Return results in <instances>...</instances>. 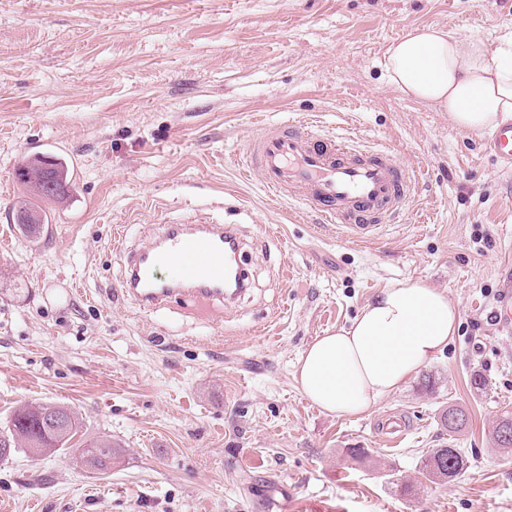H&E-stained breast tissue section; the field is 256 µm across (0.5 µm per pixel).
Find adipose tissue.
Wrapping results in <instances>:
<instances>
[{
	"mask_svg": "<svg viewBox=\"0 0 512 512\" xmlns=\"http://www.w3.org/2000/svg\"><path fill=\"white\" fill-rule=\"evenodd\" d=\"M384 69L404 95L475 136L512 120V39L494 46L453 29L416 27L391 43ZM459 324L447 294L416 279L383 289L350 327L317 337L298 360L303 394L336 415L370 411L444 351Z\"/></svg>",
	"mask_w": 512,
	"mask_h": 512,
	"instance_id": "ef3b65f1",
	"label": "adipose tissue"
}]
</instances>
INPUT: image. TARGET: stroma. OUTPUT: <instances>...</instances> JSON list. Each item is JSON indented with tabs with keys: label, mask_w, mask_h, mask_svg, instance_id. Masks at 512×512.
I'll use <instances>...</instances> for the list:
<instances>
[{
	"label": "stroma",
	"mask_w": 512,
	"mask_h": 512,
	"mask_svg": "<svg viewBox=\"0 0 512 512\" xmlns=\"http://www.w3.org/2000/svg\"><path fill=\"white\" fill-rule=\"evenodd\" d=\"M427 25L496 45L512 0H0V438L24 403L80 423L70 447L0 460V512H512V454L492 437L512 412V331L492 314L512 274V170L389 83L387 47ZM297 115L422 168L373 243L298 218L234 163L257 128ZM37 152L64 157L77 191L42 202L32 242L15 168ZM200 219L237 226L245 292L206 317L185 294L139 314L118 293L125 254ZM417 278L458 307L447 350L367 413L311 403L303 351ZM451 405L468 416L454 434ZM395 412L411 430L394 447L374 426ZM102 438L120 452L104 474L79 457ZM446 444L467 470L425 480L421 457Z\"/></svg>",
	"instance_id": "35a3bbf8"
}]
</instances>
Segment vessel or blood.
I'll use <instances>...</instances> for the list:
<instances>
[{"label":"vessel or blood","mask_w":512,"mask_h":512,"mask_svg":"<svg viewBox=\"0 0 512 512\" xmlns=\"http://www.w3.org/2000/svg\"><path fill=\"white\" fill-rule=\"evenodd\" d=\"M487 151L512 164V122L492 132ZM237 163L244 175H258L272 198L300 203L303 215L335 225L357 245L376 240L421 182L417 171L388 148H371L353 131L323 137L305 117L260 127ZM241 252L235 225H161L150 247L127 255L119 293L145 315L180 292L202 305L215 302L224 297L229 256ZM163 267L170 268V279L159 277ZM495 318L512 330V279L501 287Z\"/></svg>","instance_id":"vessel-or-blood-1"}]
</instances>
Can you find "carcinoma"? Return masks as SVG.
Instances as JSON below:
<instances>
[{"instance_id": "cac0c4a2", "label": "carcinoma", "mask_w": 512, "mask_h": 512, "mask_svg": "<svg viewBox=\"0 0 512 512\" xmlns=\"http://www.w3.org/2000/svg\"><path fill=\"white\" fill-rule=\"evenodd\" d=\"M17 176L29 191L43 199H62L75 188L73 175L65 160L54 154L34 155L17 167ZM43 403H28L17 408L11 418L9 438L0 439V459L6 460L18 448H41L47 454L67 447L77 434L79 423L72 408L64 407L68 416L66 434L51 433L42 423ZM455 414L458 420L448 422V415ZM441 424L450 432L461 431L467 421L466 413L459 407H448L441 413ZM81 458L93 471L104 472L112 468L116 451L112 441L101 439L82 450ZM467 469V458L462 452L451 446L433 448L421 460L419 473L431 482L449 483Z\"/></svg>"}]
</instances>
